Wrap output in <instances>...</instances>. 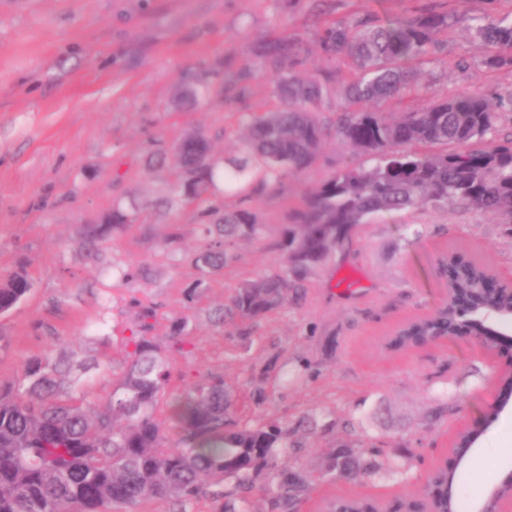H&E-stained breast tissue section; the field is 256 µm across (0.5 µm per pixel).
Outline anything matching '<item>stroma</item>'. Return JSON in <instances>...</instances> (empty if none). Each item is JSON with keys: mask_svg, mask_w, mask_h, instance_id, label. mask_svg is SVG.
Masks as SVG:
<instances>
[{"mask_svg": "<svg viewBox=\"0 0 512 512\" xmlns=\"http://www.w3.org/2000/svg\"><path fill=\"white\" fill-rule=\"evenodd\" d=\"M427 0H0V276L25 265L33 288L0 333V380L15 378L23 361L47 350L97 360L87 375L90 395L105 398L122 373V340L139 305L156 309L151 340L166 349L172 381L156 416L168 421V399L207 374L248 389L251 368L277 359L280 372L263 415L320 422L354 418L386 456L414 453L409 481L388 471L355 482L320 481L300 512L326 502L368 498L383 503L419 497L429 471L448 455L456 433L475 428L485 467H463L461 493L490 482L486 466L512 464V412H497L498 373L512 363V346L485 351L462 335L436 344L392 349L402 324L446 299L438 260L454 252L512 276V228L491 212L428 207L376 216L357 226L350 244L309 275L306 298L287 304L241 338L236 323L209 313L244 279L282 263L272 249L304 190L332 170L362 164V156L329 140L318 163L253 203L263 240H240L207 293L188 302L197 271L200 210L162 213L153 203L173 176L147 169V148L171 147L185 135H207L216 156L243 155L242 113L276 107L268 78L248 73L257 45L275 36L313 43L319 12L351 23L411 14ZM512 13V0H465L448 37L424 66L418 93L383 107L395 115L432 93L512 96V70L492 71L473 20ZM464 67L444 68L446 58ZM221 69L224 86L208 106L179 105L184 75ZM248 88L235 101V85ZM143 206L144 222L115 233L100 256L82 244L83 225L115 202ZM181 233L175 260L159 253L170 225ZM145 265L149 280L118 281L114 265ZM187 318L183 351L170 350V326Z\"/></svg>", "mask_w": 512, "mask_h": 512, "instance_id": "1", "label": "stroma"}]
</instances>
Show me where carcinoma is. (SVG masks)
<instances>
[{
  "instance_id": "obj_1",
  "label": "carcinoma",
  "mask_w": 512,
  "mask_h": 512,
  "mask_svg": "<svg viewBox=\"0 0 512 512\" xmlns=\"http://www.w3.org/2000/svg\"><path fill=\"white\" fill-rule=\"evenodd\" d=\"M448 28V11L429 5L383 20L367 13L354 25L326 20L317 33L323 56L329 61L349 58L355 66L346 89L348 106L333 118L322 112L331 98L332 76L300 74L306 46L277 39L258 48L256 57L258 66L271 72L279 107L249 113L243 157L216 160L202 133L188 134L169 149L150 150L148 166L168 162L175 171L158 204L168 211L197 204L208 217L199 227L201 245L192 259L197 277L188 302L204 295L227 265L229 246L263 237L254 198L308 170L331 139L372 164L335 171L302 194L293 223L273 244L283 254V265L243 280L228 303L214 311L216 322H239L248 335L288 300H303L307 276L333 256L356 226L377 215L462 205L512 217V139H496L501 113L512 111V97L434 94L425 106L397 117L381 111L385 102L418 89L419 72L434 62V49ZM475 36L487 49L483 65L512 69V16L478 25ZM219 76L216 69L193 75L177 88V102L209 101L212 79ZM228 196L236 198L231 210L224 206ZM140 214L136 204H115L83 225L89 252L99 255L103 244ZM448 270L456 287L472 291L476 302L505 313L512 309L511 297L482 294L485 273L478 262L441 266ZM31 288L22 265L1 277L0 316L9 314ZM155 315L154 307L139 306L136 329L124 341V374L104 404L90 399L85 362L69 356H33L17 378L0 382V512H129L147 499L195 498L210 479L224 484L214 494V512H253L257 491L265 512H298L313 490V472L283 457L299 447L296 432L314 436L326 426L312 416L290 423L251 415V408L269 398L274 360L251 370L247 409L219 375L187 384L171 402L169 421L178 444L166 446L156 409L171 371L145 336ZM453 328L448 312L420 318L391 344L423 345ZM380 454L377 445L362 439L338 445L323 457L320 475L329 481L375 476ZM427 481L432 492L423 502L431 512H462L463 499L448 496L447 469L435 467ZM407 507L403 498L384 510L372 500L348 499L333 502L330 509L403 512Z\"/></svg>"
}]
</instances>
